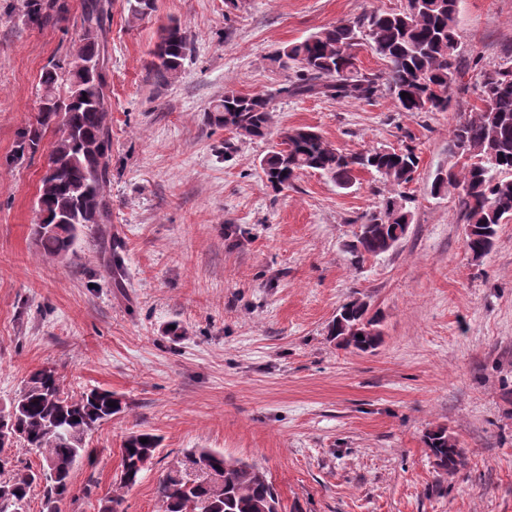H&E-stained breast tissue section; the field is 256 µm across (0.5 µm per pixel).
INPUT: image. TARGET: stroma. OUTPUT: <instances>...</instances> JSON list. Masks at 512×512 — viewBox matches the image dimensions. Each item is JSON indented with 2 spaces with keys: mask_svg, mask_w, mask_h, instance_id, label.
<instances>
[{
  "mask_svg": "<svg viewBox=\"0 0 512 512\" xmlns=\"http://www.w3.org/2000/svg\"><path fill=\"white\" fill-rule=\"evenodd\" d=\"M70 19L39 26L26 0H0V407L30 371L55 367L67 391L110 390L127 409L95 429L94 462L73 472L61 512H99L131 434L160 439L125 512H161L174 457L208 448L263 468L283 512H512V223L472 260L456 190L433 194L451 130L480 102L481 71L512 60V0H458L461 82L447 111L283 94L279 47L404 0H156L131 19L112 0V235L126 269L83 234L75 257L40 255L30 234L55 128L19 154L36 125L39 78L78 40ZM186 28L179 77L149 80L162 25ZM270 97L274 128L306 126L346 153L415 147L409 234L350 266L342 250L391 186L362 171L347 190L312 171L282 192L261 159L277 141L239 140L205 119L226 90ZM382 319L371 353L336 347L328 325L347 300ZM178 323L181 335L168 333ZM454 436L467 465L438 470L428 430Z\"/></svg>",
  "mask_w": 512,
  "mask_h": 512,
  "instance_id": "obj_1",
  "label": "stroma"
}]
</instances>
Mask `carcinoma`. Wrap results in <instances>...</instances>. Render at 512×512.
Wrapping results in <instances>:
<instances>
[{"instance_id": "cac0c4a2", "label": "carcinoma", "mask_w": 512, "mask_h": 512, "mask_svg": "<svg viewBox=\"0 0 512 512\" xmlns=\"http://www.w3.org/2000/svg\"><path fill=\"white\" fill-rule=\"evenodd\" d=\"M126 3L135 19L155 11V0ZM69 11L68 0L27 3L28 19L44 26L64 22ZM456 14L457 0H409L398 12L341 21L292 42L271 55L279 67L301 71L282 92L369 101L385 85L405 112H446L448 89L459 75ZM111 16L112 0H82L78 42L65 60L43 71L37 127L24 134L20 144L21 151L34 154L42 130L52 125L61 129L49 156L54 173L40 180L39 221L31 228L37 247L47 257L63 259L74 254L85 230L104 241L111 238L107 224L112 203L106 188L112 177V127L105 56ZM357 38L365 39L366 46L385 60V76L361 72L356 59L345 55ZM191 51L192 42L180 23L163 25L151 51L149 71L155 81H174ZM483 76L478 86L482 107L456 123L448 143L455 162L436 174L431 187L435 194L449 187L459 190L465 247L475 261L490 253L500 225L512 220V63L486 70ZM403 92L410 97H401ZM207 120L239 139L263 140L271 133L270 99L229 90L209 109ZM277 138L261 161L265 180L275 191L292 186L302 170L327 176L342 189L352 187L360 171L400 188L413 181L418 168L412 146L346 154L308 127L282 128ZM411 202V196L399 192L365 217L354 240L345 244L354 267L394 250L406 238ZM105 273L115 282L124 280L121 260L107 257ZM328 336L339 348L372 352L383 341L381 318L370 314L366 301L352 299L336 312ZM111 402L116 406H109ZM124 409L122 399L108 390L91 388L70 394L55 369L32 371L9 410H0V418L10 424L16 444L38 453L43 464L54 461L55 468L52 472L35 468L19 454L0 463V512H23L22 505L28 503L35 486L42 487V512H59V503L73 496L75 465L83 458L93 460L87 436ZM143 438L147 442H141ZM159 443L158 436L148 432L125 440L120 472L101 512H123V492L143 480ZM425 444L442 473L453 476L464 466L465 452L446 429L428 431ZM213 475L222 478L218 489L211 483ZM157 494L163 512H281L278 494L262 468L216 451H185L159 480Z\"/></svg>"}]
</instances>
